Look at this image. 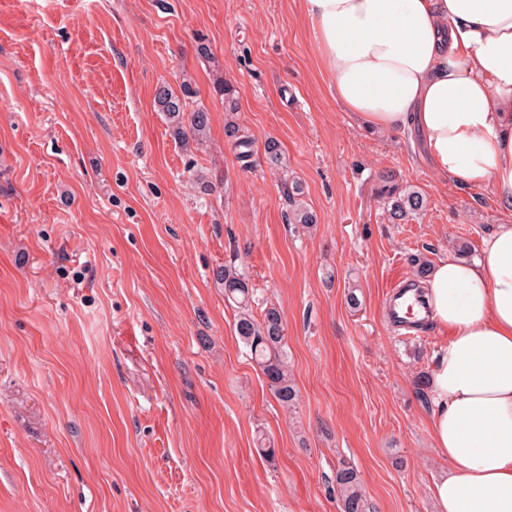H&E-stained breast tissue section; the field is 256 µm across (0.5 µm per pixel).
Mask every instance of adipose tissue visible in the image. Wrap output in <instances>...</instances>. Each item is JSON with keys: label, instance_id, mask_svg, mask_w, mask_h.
Listing matches in <instances>:
<instances>
[{"label": "adipose tissue", "instance_id": "obj_1", "mask_svg": "<svg viewBox=\"0 0 512 512\" xmlns=\"http://www.w3.org/2000/svg\"><path fill=\"white\" fill-rule=\"evenodd\" d=\"M342 107L418 129L441 179L490 186L512 214V0H302ZM421 291L449 336L430 375L439 512H512V221Z\"/></svg>", "mask_w": 512, "mask_h": 512}]
</instances>
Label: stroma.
I'll return each mask as SVG.
<instances>
[{
	"mask_svg": "<svg viewBox=\"0 0 512 512\" xmlns=\"http://www.w3.org/2000/svg\"><path fill=\"white\" fill-rule=\"evenodd\" d=\"M185 80L210 113L186 148L155 105ZM387 172L424 215L388 222ZM288 180L313 228L287 222ZM506 219L419 132L338 104L301 0H0V512H339L343 461L370 512H436L419 384L446 333L398 330L387 292ZM224 264L281 314L294 408L234 332Z\"/></svg>",
	"mask_w": 512,
	"mask_h": 512,
	"instance_id": "35a3bbf8",
	"label": "stroma"
}]
</instances>
